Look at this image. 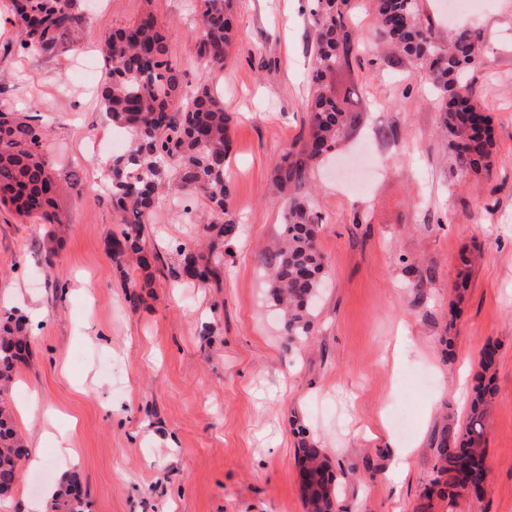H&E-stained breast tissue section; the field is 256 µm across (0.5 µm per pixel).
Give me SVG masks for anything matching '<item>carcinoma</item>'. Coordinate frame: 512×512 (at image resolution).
<instances>
[{"label": "carcinoma", "mask_w": 512, "mask_h": 512, "mask_svg": "<svg viewBox=\"0 0 512 512\" xmlns=\"http://www.w3.org/2000/svg\"><path fill=\"white\" fill-rule=\"evenodd\" d=\"M374 13L388 47L416 61L432 83L443 112L449 145L460 164L490 171L495 142L490 120L473 96L469 68L484 53L480 32L456 29L444 42L423 9L422 0H373ZM315 29L314 63L308 75L309 129L299 144L289 146L276 166V189L286 208L283 238L262 257L267 282L283 314L288 340L309 333L311 304L322 282L323 258L317 249L319 216L303 192L315 164L334 149L357 120L348 98H336L324 79L349 64L360 37L350 25L351 0H308ZM233 0H203L198 15L197 54L210 70H222L235 44ZM24 52L51 56L66 40L84 36L82 0H11ZM108 78L98 99L112 126L125 131L128 145L112 156L108 198L121 228L108 240L116 262L129 257L142 266L158 261L147 247L145 225L159 201L171 193L199 196L207 202L202 222L214 234L207 254L182 244L176 247L177 278L206 284L220 282L223 252L216 242L236 237L240 226L231 210L232 181L229 116L207 80L183 93L178 65L169 54L166 36L151 13L112 30L101 40ZM45 131L32 117L0 111V205L41 224L55 223L56 184L44 154ZM30 352L26 319L0 310V394L13 382ZM494 352L484 349L481 373L473 388L467 423L458 432L446 425L433 439L437 477L421 498L418 512H429L434 492L453 498L479 497L489 481L486 464V421L496 395ZM26 449L12 410L0 398V496L10 493L22 473ZM300 473L306 512H335L336 487L319 448L301 449ZM55 512H86L88 503L79 482L55 489Z\"/></svg>", "instance_id": "carcinoma-1"}]
</instances>
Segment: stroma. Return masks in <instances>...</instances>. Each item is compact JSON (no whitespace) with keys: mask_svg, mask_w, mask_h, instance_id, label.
I'll list each match as a JSON object with an SVG mask.
<instances>
[{"mask_svg":"<svg viewBox=\"0 0 512 512\" xmlns=\"http://www.w3.org/2000/svg\"><path fill=\"white\" fill-rule=\"evenodd\" d=\"M198 6L95 0L85 39L46 57L19 48L0 0V109L49 130L59 219L48 267L47 225L0 208V309L24 315L31 335L5 398L26 448L44 456L25 465L8 512H53L66 473L91 512H305L304 439L329 460L337 512H417L435 475L432 436L464 429L489 345L490 482L478 499H434L432 512H512V0H482L460 18L486 47L470 77L491 119L488 173L462 170L431 85L385 49L370 0H354L362 46L328 81L341 96L358 90L360 118L314 168L326 286L295 342L261 258L284 224L274 168L308 131L307 0H235L238 43L212 72L196 54ZM146 12L185 89L209 78L231 117L241 233L224 243L217 286L168 272L176 244L207 239L189 219L205 208L198 198L166 203L146 226L164 263L119 265L107 251L118 219L107 201L113 131L97 98L107 78L99 37ZM367 455L375 469L364 468Z\"/></svg>","mask_w":512,"mask_h":512,"instance_id":"1","label":"stroma"}]
</instances>
